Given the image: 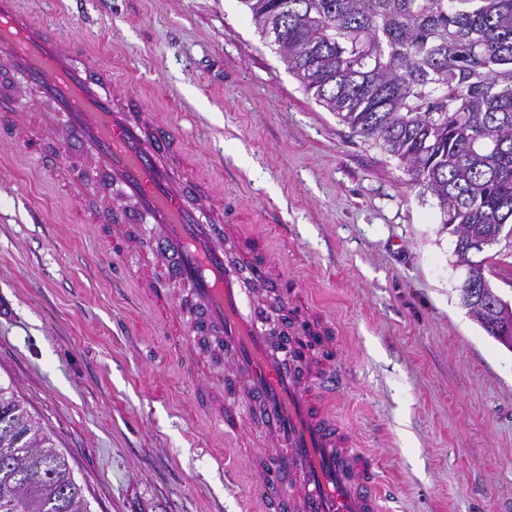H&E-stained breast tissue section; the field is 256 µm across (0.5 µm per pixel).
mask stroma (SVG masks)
Listing matches in <instances>:
<instances>
[{
	"label": "stroma",
	"instance_id": "stroma-1",
	"mask_svg": "<svg viewBox=\"0 0 512 512\" xmlns=\"http://www.w3.org/2000/svg\"><path fill=\"white\" fill-rule=\"evenodd\" d=\"M21 3L183 133L189 170L239 199L334 320L351 369L336 411L381 460L383 512H512V349L462 305L430 193L304 89L239 0ZM116 252L38 156L0 139V384L92 512H251L260 419L240 439L211 425Z\"/></svg>",
	"mask_w": 512,
	"mask_h": 512
}]
</instances>
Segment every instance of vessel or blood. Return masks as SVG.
<instances>
[{
	"mask_svg": "<svg viewBox=\"0 0 512 512\" xmlns=\"http://www.w3.org/2000/svg\"><path fill=\"white\" fill-rule=\"evenodd\" d=\"M0 50L50 106L67 149L94 159V170L68 172L78 194L101 174L117 186L90 222L110 226L138 263L158 262L160 279L139 274L149 296L178 288L167 311L189 378L205 384L207 366L226 365L245 384L264 432L249 491L258 512H382L378 458L334 414L343 384L335 325L296 304L282 266L244 233L235 199L186 177L181 135L143 112L137 94L115 92L109 67L84 46H63L56 27L36 22L20 0H0ZM0 135L41 141L38 126L15 119ZM213 409L226 434H243V410Z\"/></svg>",
	"mask_w": 512,
	"mask_h": 512,
	"instance_id": "b4317fda",
	"label": "vessel or blood"
}]
</instances>
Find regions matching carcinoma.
Masks as SVG:
<instances>
[{"label":"carcinoma","mask_w":512,"mask_h":512,"mask_svg":"<svg viewBox=\"0 0 512 512\" xmlns=\"http://www.w3.org/2000/svg\"><path fill=\"white\" fill-rule=\"evenodd\" d=\"M305 90L396 159L437 201L458 288L485 332L512 349V305L483 255L512 248V0H240ZM0 512H91L64 454L0 386Z\"/></svg>","instance_id":"cac0c4a2"}]
</instances>
